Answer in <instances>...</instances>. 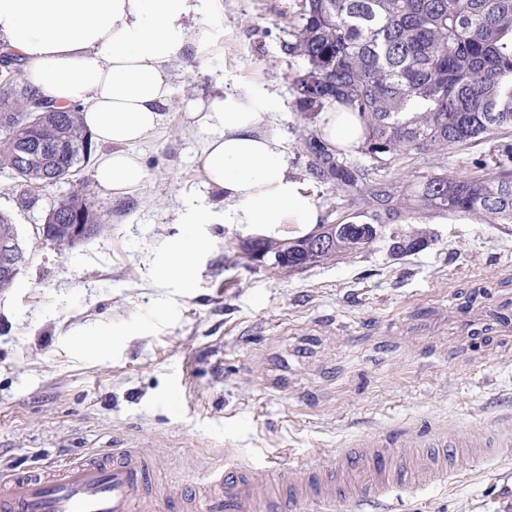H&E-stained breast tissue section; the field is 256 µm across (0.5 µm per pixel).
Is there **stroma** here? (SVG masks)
<instances>
[{"mask_svg": "<svg viewBox=\"0 0 512 512\" xmlns=\"http://www.w3.org/2000/svg\"><path fill=\"white\" fill-rule=\"evenodd\" d=\"M298 11V0H221L220 49L172 64L173 98L219 80L261 86V130L282 138L325 216L339 198L305 172L293 88L303 61L285 49ZM209 136L173 112L136 148L146 178L134 192L106 193L88 166L48 188L50 200L90 193L112 222L74 249L29 247L20 281L0 292L1 471L140 447L158 494L190 479L202 500L207 471L243 457L328 465L391 430L411 459L435 432L512 430V224L436 216L435 242L401 259L379 241L298 272L239 262L249 230L225 223L197 165ZM487 151L403 158L392 172L401 186L462 175ZM185 244L181 270L173 251ZM511 507L512 458L467 449L447 485L404 494L397 512Z\"/></svg>", "mask_w": 512, "mask_h": 512, "instance_id": "1", "label": "stroma"}]
</instances>
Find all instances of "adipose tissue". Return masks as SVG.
<instances>
[{
  "label": "adipose tissue",
  "mask_w": 512,
  "mask_h": 512,
  "mask_svg": "<svg viewBox=\"0 0 512 512\" xmlns=\"http://www.w3.org/2000/svg\"><path fill=\"white\" fill-rule=\"evenodd\" d=\"M219 0H0V52L22 65L26 81L61 107L81 105L84 122L109 151L94 166L98 185L115 195L139 188L146 170L134 145L165 123L172 62L213 52ZM261 89L223 87L181 100L192 124L210 131L198 156L206 184L228 207L224 221L270 235L299 236L319 223L282 142L261 133ZM326 140L357 145L358 117L335 106L320 114Z\"/></svg>",
  "instance_id": "ef3b65f1"
}]
</instances>
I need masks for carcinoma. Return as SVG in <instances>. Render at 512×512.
<instances>
[{"label": "carcinoma", "instance_id": "1", "mask_svg": "<svg viewBox=\"0 0 512 512\" xmlns=\"http://www.w3.org/2000/svg\"><path fill=\"white\" fill-rule=\"evenodd\" d=\"M300 16L293 52L305 61L294 80L307 120L303 154L309 174L339 192L343 216L304 237H260L274 266L295 269L321 239L331 246L319 264L369 251L375 239L350 228V215L363 224H406L398 239H387L396 258L432 244L431 229L415 224L430 214L512 224V0H301ZM35 100L23 81L0 89V174L14 182L22 209L37 207L52 180L81 171L95 152L75 106L49 113L42 132L33 133ZM336 104L359 117L358 152L375 168L348 162L309 126ZM476 143L493 153L472 159L473 176L434 174L399 190L379 174L404 154L459 152ZM53 208L59 224L77 221L82 210L95 235L110 221L85 195Z\"/></svg>", "mask_w": 512, "mask_h": 512}]
</instances>
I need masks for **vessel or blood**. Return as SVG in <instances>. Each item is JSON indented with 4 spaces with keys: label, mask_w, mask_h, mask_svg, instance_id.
I'll use <instances>...</instances> for the list:
<instances>
[{
    "label": "vessel or blood",
    "mask_w": 512,
    "mask_h": 512,
    "mask_svg": "<svg viewBox=\"0 0 512 512\" xmlns=\"http://www.w3.org/2000/svg\"><path fill=\"white\" fill-rule=\"evenodd\" d=\"M399 435L386 432L341 449L331 468H314L297 484L293 467L233 461L205 476L218 492L204 512H300L315 505L329 512L337 498L350 496L391 512L397 492L444 482L447 472L417 458L394 453ZM0 512H162L153 488L148 456L135 448H116L111 459L91 458L24 475L0 474Z\"/></svg>",
    "instance_id": "vessel-or-blood-1"
}]
</instances>
